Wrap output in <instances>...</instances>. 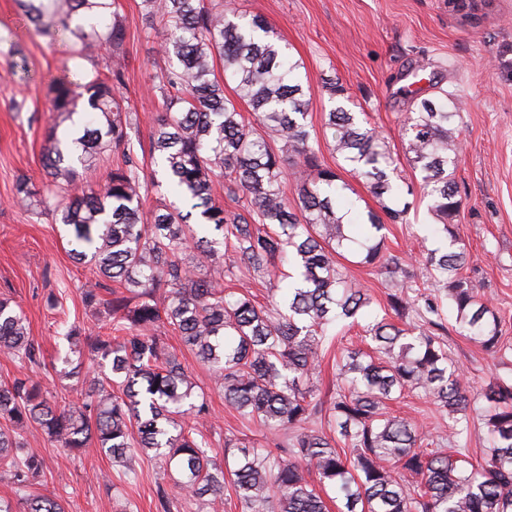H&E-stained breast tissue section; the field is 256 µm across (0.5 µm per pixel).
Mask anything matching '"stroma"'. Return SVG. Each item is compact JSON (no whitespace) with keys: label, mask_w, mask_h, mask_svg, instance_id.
Segmentation results:
<instances>
[{"label":"stroma","mask_w":512,"mask_h":512,"mask_svg":"<svg viewBox=\"0 0 512 512\" xmlns=\"http://www.w3.org/2000/svg\"><path fill=\"white\" fill-rule=\"evenodd\" d=\"M240 12L261 16L286 42L301 64L307 92V124L320 146V160L335 166L324 143V115L333 103L325 88L342 86L347 108L365 113L407 168L401 122L413 100L445 88L464 102L458 119L463 153L455 174L461 201L458 235L470 253L468 274L490 299L502 320V343L512 350V0H474L469 17L448 0H233ZM127 37L124 88L137 115L132 131L140 166L151 172L149 147L161 110L153 77L168 66L159 34L149 29L140 0H120ZM74 34L38 32L15 0H0V299L19 304L44 363L27 372L18 360L0 354V384L23 374L49 392L62 408L76 399L59 372L65 349L58 329L76 322L110 333L109 318L84 308L80 292L93 273L70 254L66 228L53 217L36 215L12 201L18 177L44 180L41 156L51 123L48 84L57 76L82 82L84 70L73 54ZM412 208L405 224H388L387 246L402 257L410 286L429 287L423 236L434 218L420 181H413ZM443 339L450 359L472 391H479L502 367L495 358L448 322ZM168 344L204 391L210 417L203 429L211 448L223 452L225 439L252 442L268 431L247 421L224 402L212 373L183 347L176 334ZM395 415L422 425L430 437L447 434L448 423L423 395L392 405ZM27 448L43 457L45 470L33 492L57 497L66 512H162L158 489L173 481L160 463L134 458L113 465L96 442L68 452L39 427L24 436Z\"/></svg>","instance_id":"stroma-1"}]
</instances>
